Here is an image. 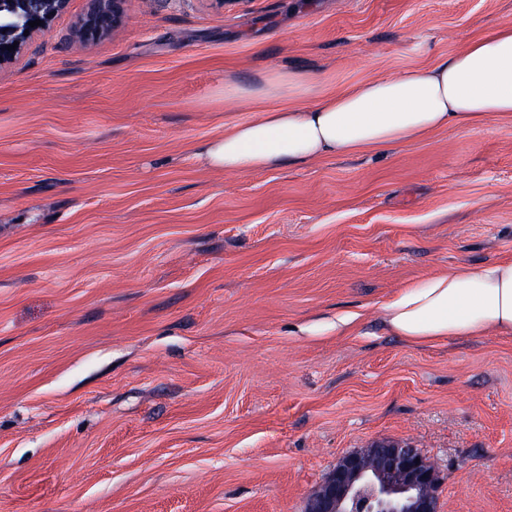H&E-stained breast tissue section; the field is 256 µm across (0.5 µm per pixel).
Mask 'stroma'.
Instances as JSON below:
<instances>
[{
  "mask_svg": "<svg viewBox=\"0 0 512 512\" xmlns=\"http://www.w3.org/2000/svg\"><path fill=\"white\" fill-rule=\"evenodd\" d=\"M90 0L0 70V512H305L418 448L437 512H512V336L413 346L382 306L512 258V115L265 172L198 158L279 107L425 68L512 0ZM356 316L336 333L337 317ZM92 10L74 28L72 38L77 41L94 39L116 25L122 15L123 0H91ZM305 82L306 78L297 72H277L265 76L259 84L250 86L225 85L224 100L288 97L299 93Z\"/></svg>",
  "mask_w": 512,
  "mask_h": 512,
  "instance_id": "stroma-1",
  "label": "stroma"
}]
</instances>
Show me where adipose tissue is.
<instances>
[{"label":"adipose tissue","instance_id":"1","mask_svg":"<svg viewBox=\"0 0 512 512\" xmlns=\"http://www.w3.org/2000/svg\"><path fill=\"white\" fill-rule=\"evenodd\" d=\"M306 79L277 72L228 100L286 97ZM512 113V24L494 27L447 60L359 83L302 107H281L225 129L198 156L212 168L264 172L323 157L384 151L451 127ZM383 326L411 345L453 337L512 336V259L461 265L407 285L384 307Z\"/></svg>","mask_w":512,"mask_h":512}]
</instances>
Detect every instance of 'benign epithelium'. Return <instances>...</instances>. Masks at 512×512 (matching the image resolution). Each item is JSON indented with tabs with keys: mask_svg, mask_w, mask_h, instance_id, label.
<instances>
[{
	"mask_svg": "<svg viewBox=\"0 0 512 512\" xmlns=\"http://www.w3.org/2000/svg\"><path fill=\"white\" fill-rule=\"evenodd\" d=\"M69 0H0V12L11 23L0 24V69L13 64L29 42L50 30ZM93 8L74 28L77 41L94 39L116 25L122 0H92ZM39 20L34 28L28 22ZM29 35H24V31ZM16 45L8 51L6 47ZM373 466L362 465L360 455L342 458L334 472L308 501V512H435L431 489L437 473L419 449L381 444L372 449Z\"/></svg>",
	"mask_w": 512,
	"mask_h": 512,
	"instance_id": "7a95c632",
	"label": "benign epithelium"
}]
</instances>
